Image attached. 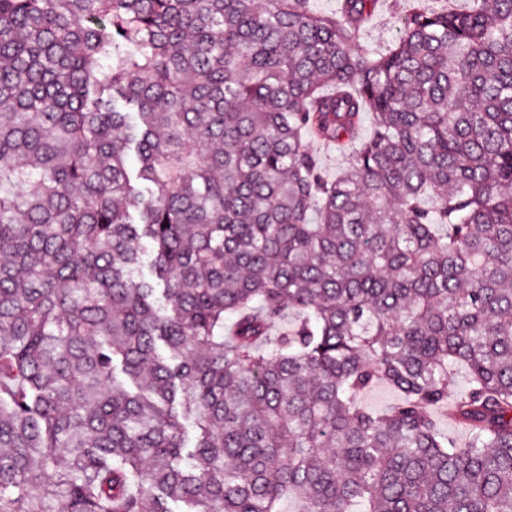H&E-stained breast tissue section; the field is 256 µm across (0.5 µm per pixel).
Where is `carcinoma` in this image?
I'll return each instance as SVG.
<instances>
[{
  "label": "carcinoma",
  "instance_id": "carcinoma-1",
  "mask_svg": "<svg viewBox=\"0 0 512 512\" xmlns=\"http://www.w3.org/2000/svg\"><path fill=\"white\" fill-rule=\"evenodd\" d=\"M375 5L0 0V512H512V0ZM408 0H378L376 9L365 27L361 46L374 52H384L392 44L398 21L407 8ZM307 141L314 150V152L320 158L322 168L325 171V174L331 177H335L336 173L345 164L348 152L346 154L339 153L336 151L335 147L318 142L313 138H308ZM398 399V394L385 384H377L361 396L362 403L374 411H383L397 402Z\"/></svg>",
  "mask_w": 512,
  "mask_h": 512
}]
</instances>
